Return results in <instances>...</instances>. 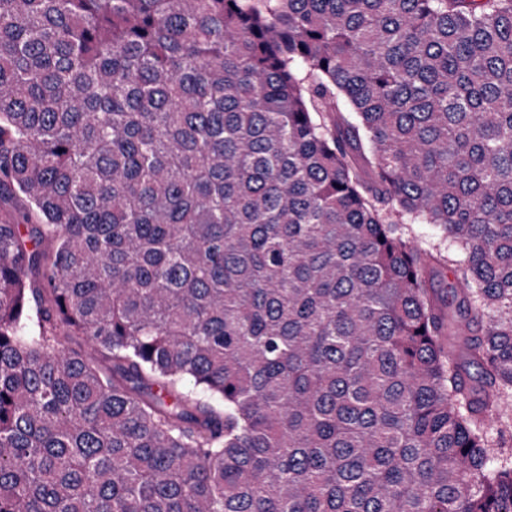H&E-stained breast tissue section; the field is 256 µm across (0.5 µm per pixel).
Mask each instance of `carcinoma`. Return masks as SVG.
Wrapping results in <instances>:
<instances>
[{
	"label": "carcinoma",
	"mask_w": 512,
	"mask_h": 512,
	"mask_svg": "<svg viewBox=\"0 0 512 512\" xmlns=\"http://www.w3.org/2000/svg\"><path fill=\"white\" fill-rule=\"evenodd\" d=\"M510 391L512 0H0V512H512ZM398 227L405 237L411 238L422 250L440 251L447 257L448 254L453 255L457 251L456 245H450L448 236L432 224L415 221V223L398 224Z\"/></svg>",
	"instance_id": "cac0c4a2"
}]
</instances>
